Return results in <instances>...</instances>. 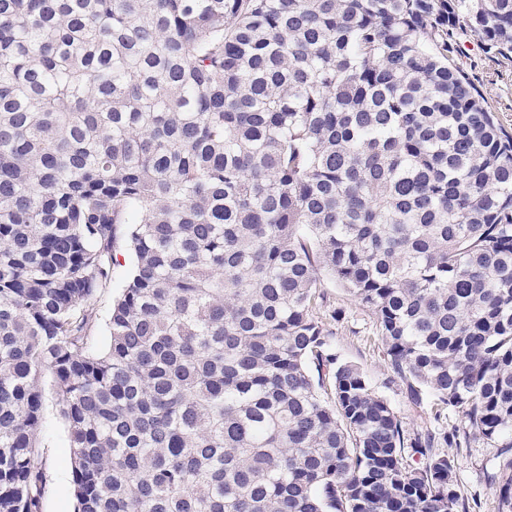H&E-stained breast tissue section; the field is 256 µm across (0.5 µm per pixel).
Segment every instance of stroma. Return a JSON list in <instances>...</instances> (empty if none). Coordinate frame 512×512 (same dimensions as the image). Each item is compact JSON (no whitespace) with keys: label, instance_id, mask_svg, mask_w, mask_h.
I'll return each instance as SVG.
<instances>
[{"label":"stroma","instance_id":"1","mask_svg":"<svg viewBox=\"0 0 512 512\" xmlns=\"http://www.w3.org/2000/svg\"><path fill=\"white\" fill-rule=\"evenodd\" d=\"M465 62L474 80L480 86L489 104L500 112L504 121L512 125V73L497 76L493 64L484 61L473 43L465 45ZM132 269V257L126 237H119L112 266L109 288L102 291L94 302L100 319L94 331L92 346L106 347L109 331L104 318L113 297L120 291ZM331 307L336 308L335 319L327 320L326 328L336 353L342 360L358 365L367 375L376 391L390 403L408 430H423L430 425L428 405H416L409 399L404 385L394 378L383 357V348L375 316L345 289L327 285ZM44 409L38 433V463L45 477L42 512H73L75 506L71 480V458L68 429L59 413L51 374H44ZM448 456L457 466V480L468 496L476 498L475 512H498L497 497L485 481V473L499 454L497 448L479 438L467 445L451 448Z\"/></svg>","mask_w":512,"mask_h":512}]
</instances>
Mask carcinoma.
Masks as SVG:
<instances>
[{
	"label": "carcinoma",
	"mask_w": 512,
	"mask_h": 512,
	"mask_svg": "<svg viewBox=\"0 0 512 512\" xmlns=\"http://www.w3.org/2000/svg\"><path fill=\"white\" fill-rule=\"evenodd\" d=\"M470 39L511 71L512 0H0V512H42L44 367L74 512H470L434 449L472 435L512 512V131ZM328 282L434 428L332 351ZM465 57L467 69L480 86L489 104L501 113L504 121L512 127V73L498 77L494 72V65L484 61L474 43H465ZM136 218L132 217L129 224L119 225V238L115 251V260L112 265V280L110 287L102 291L94 301V307L99 314V320L94 331L92 346L94 349H102L109 342V331L106 325L107 312L114 297L125 284L132 269V257L128 250L126 230L130 224H134Z\"/></svg>",
	"instance_id": "obj_1"
}]
</instances>
